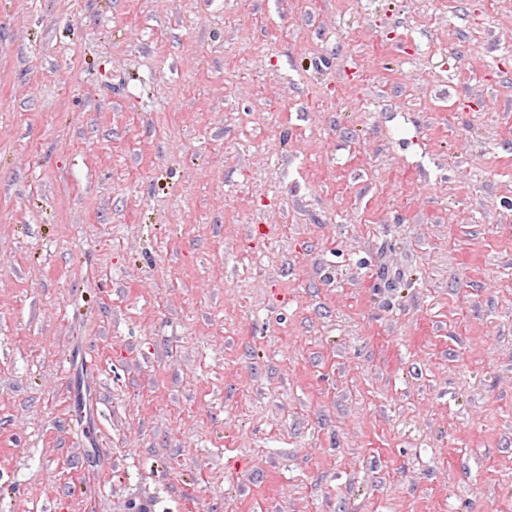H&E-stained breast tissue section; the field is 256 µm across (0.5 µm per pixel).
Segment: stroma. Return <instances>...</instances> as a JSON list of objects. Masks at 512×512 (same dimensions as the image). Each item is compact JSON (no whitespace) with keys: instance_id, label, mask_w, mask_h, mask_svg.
<instances>
[{"instance_id":"35a3bbf8","label":"stroma","mask_w":512,"mask_h":512,"mask_svg":"<svg viewBox=\"0 0 512 512\" xmlns=\"http://www.w3.org/2000/svg\"><path fill=\"white\" fill-rule=\"evenodd\" d=\"M512 512V0H0V512Z\"/></svg>"}]
</instances>
